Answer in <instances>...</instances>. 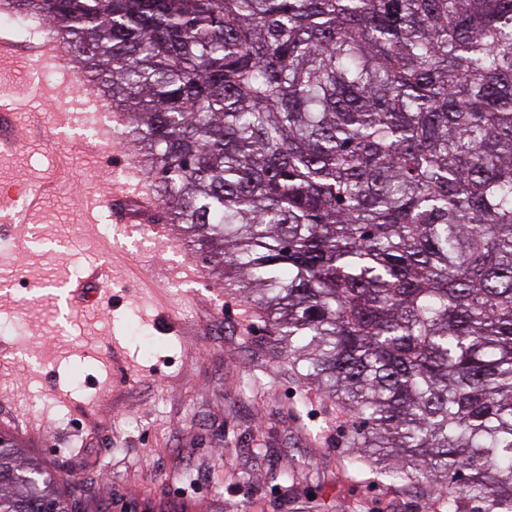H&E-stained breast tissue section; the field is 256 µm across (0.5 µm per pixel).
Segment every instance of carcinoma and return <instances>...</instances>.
Instances as JSON below:
<instances>
[{
    "label": "carcinoma",
    "instance_id": "1",
    "mask_svg": "<svg viewBox=\"0 0 512 512\" xmlns=\"http://www.w3.org/2000/svg\"><path fill=\"white\" fill-rule=\"evenodd\" d=\"M162 208L445 512H512V0H11ZM0 435V512H73Z\"/></svg>",
    "mask_w": 512,
    "mask_h": 512
}]
</instances>
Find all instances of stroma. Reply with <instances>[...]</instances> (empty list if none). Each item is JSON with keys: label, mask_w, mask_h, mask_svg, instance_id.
Segmentation results:
<instances>
[{"label": "stroma", "mask_w": 512, "mask_h": 512, "mask_svg": "<svg viewBox=\"0 0 512 512\" xmlns=\"http://www.w3.org/2000/svg\"><path fill=\"white\" fill-rule=\"evenodd\" d=\"M0 62V103L20 107L0 185L43 189L25 224L0 227V433L76 512H442L430 484L393 485L372 449L352 467L350 419L302 378L268 322L198 247L155 238L95 199L128 187L140 145L94 137L80 80L42 63L36 39ZM112 270L60 312L49 287Z\"/></svg>", "instance_id": "obj_1"}]
</instances>
